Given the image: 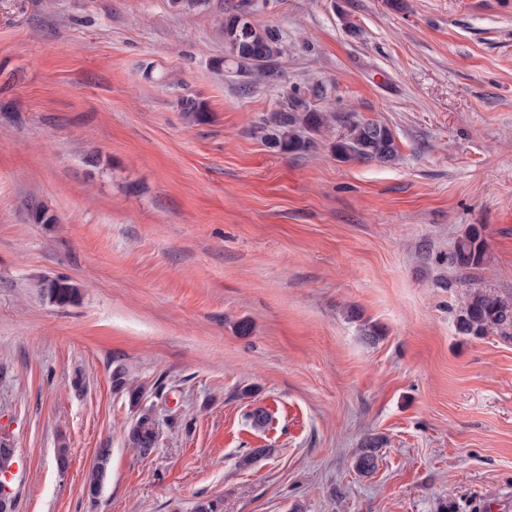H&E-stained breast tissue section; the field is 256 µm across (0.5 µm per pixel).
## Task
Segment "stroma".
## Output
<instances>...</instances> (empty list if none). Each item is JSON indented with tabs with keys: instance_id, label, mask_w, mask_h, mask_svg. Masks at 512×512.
<instances>
[{
	"instance_id": "obj_1",
	"label": "stroma",
	"mask_w": 512,
	"mask_h": 512,
	"mask_svg": "<svg viewBox=\"0 0 512 512\" xmlns=\"http://www.w3.org/2000/svg\"><path fill=\"white\" fill-rule=\"evenodd\" d=\"M224 2L0 0L13 512H512V341L456 330L469 287L512 296V0H252L282 53L251 80L224 57ZM294 88L388 126L396 160H337L335 122L310 152L268 148ZM473 226L487 255L463 274ZM56 277L78 303L43 293ZM486 242L477 227H471L456 242L451 255L452 264L459 269H470L479 266L486 254ZM41 288L48 294L50 300L58 306L75 304L79 298V289L68 279H47L41 284ZM158 438L156 421L149 412L142 413L129 432V441L143 455L154 448ZM378 448H380L378 438H370L365 442L355 461V469L360 475L367 476L376 470Z\"/></svg>"
}]
</instances>
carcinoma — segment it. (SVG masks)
Segmentation results:
<instances>
[{
	"instance_id": "1",
	"label": "carcinoma",
	"mask_w": 512,
	"mask_h": 512,
	"mask_svg": "<svg viewBox=\"0 0 512 512\" xmlns=\"http://www.w3.org/2000/svg\"><path fill=\"white\" fill-rule=\"evenodd\" d=\"M248 0H238L224 11V49L226 57L236 63L242 73H271V63L280 53V34L271 27L259 28L250 19ZM179 107L193 123L202 122L206 110L194 99H182ZM331 116L310 108L299 89L287 93L281 110L273 113L264 135L266 145L279 152L304 153L314 141L311 135L319 132L330 122ZM342 131L331 145L336 159L361 163H388L395 159L398 147L392 131L375 121H361L349 116L341 120ZM486 242L477 227L470 228L456 242L451 255L452 264L459 269H470L480 265L486 254ZM41 288L58 306H69L78 301L79 289L64 278L47 279ZM456 330L462 336L482 337L494 331L506 341H512V297H504L491 288L473 286L466 292L458 309ZM112 382L129 393L132 402L141 399L140 388L131 385L126 371L118 367L112 373ZM158 438L156 421L149 412L142 413L129 432L132 447L147 454L154 448ZM380 440L368 439L355 461L356 471L367 476L378 465L377 452ZM108 449L99 452V461L93 467L87 487L89 497L98 495L104 474V462Z\"/></svg>"
}]
</instances>
